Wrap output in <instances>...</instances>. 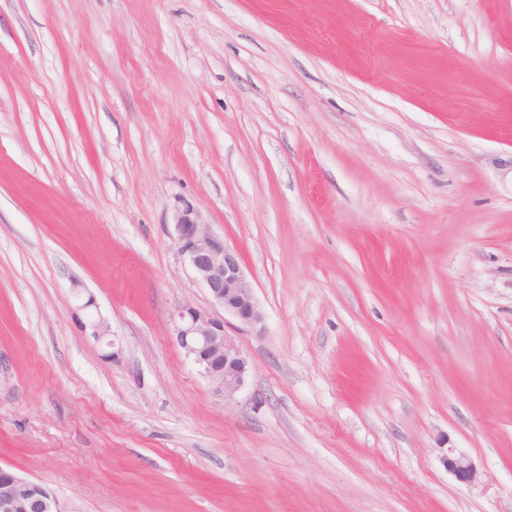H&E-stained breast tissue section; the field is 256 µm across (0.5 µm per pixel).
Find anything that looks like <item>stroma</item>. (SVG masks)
Returning a JSON list of instances; mask_svg holds the SVG:
<instances>
[{"mask_svg": "<svg viewBox=\"0 0 512 512\" xmlns=\"http://www.w3.org/2000/svg\"><path fill=\"white\" fill-rule=\"evenodd\" d=\"M185 200L263 315L231 404L171 334ZM0 468L61 512H512V0H0ZM451 452L448 453V458H446L448 470L459 482L465 484L474 483L479 475L476 464L469 457L464 455L454 456Z\"/></svg>", "mask_w": 512, "mask_h": 512, "instance_id": "1", "label": "stroma"}]
</instances>
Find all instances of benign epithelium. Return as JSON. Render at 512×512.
Masks as SVG:
<instances>
[{
    "label": "benign epithelium",
    "instance_id": "1",
    "mask_svg": "<svg viewBox=\"0 0 512 512\" xmlns=\"http://www.w3.org/2000/svg\"><path fill=\"white\" fill-rule=\"evenodd\" d=\"M173 226L179 255L206 289L209 307L175 305L170 315L171 335L215 391L224 400L232 401L244 386L251 364L215 310L221 309L248 326L260 323L262 313L243 272L239 253L210 231L196 205L184 202L178 206ZM85 328L97 338L111 335L110 325L100 316L90 317ZM446 465L465 484L474 483L479 475L476 464L464 455H448ZM0 512L60 509L57 498L47 487L0 468Z\"/></svg>",
    "mask_w": 512,
    "mask_h": 512
}]
</instances>
